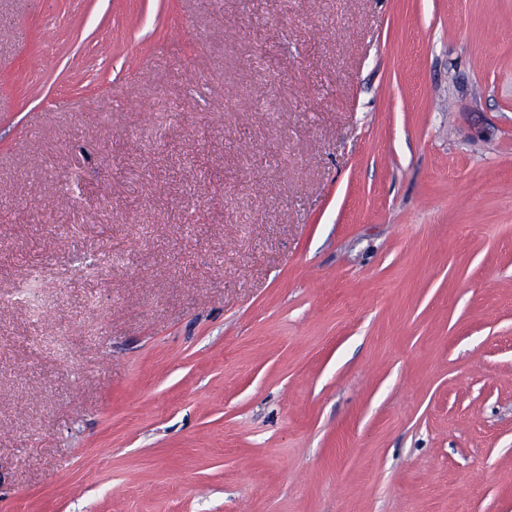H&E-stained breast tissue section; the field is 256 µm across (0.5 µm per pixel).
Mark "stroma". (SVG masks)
Wrapping results in <instances>:
<instances>
[{
    "instance_id": "1",
    "label": "stroma",
    "mask_w": 512,
    "mask_h": 512,
    "mask_svg": "<svg viewBox=\"0 0 512 512\" xmlns=\"http://www.w3.org/2000/svg\"><path fill=\"white\" fill-rule=\"evenodd\" d=\"M0 512H512V0H0Z\"/></svg>"
}]
</instances>
